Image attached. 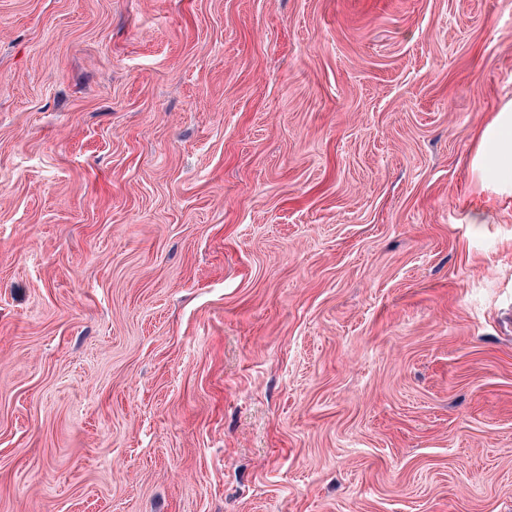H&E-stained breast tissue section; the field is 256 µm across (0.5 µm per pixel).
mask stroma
<instances>
[{
    "instance_id": "stroma-1",
    "label": "stroma",
    "mask_w": 512,
    "mask_h": 512,
    "mask_svg": "<svg viewBox=\"0 0 512 512\" xmlns=\"http://www.w3.org/2000/svg\"><path fill=\"white\" fill-rule=\"evenodd\" d=\"M512 0H0V512H512ZM512 105L495 113L480 131L477 168L490 182L512 188Z\"/></svg>"
}]
</instances>
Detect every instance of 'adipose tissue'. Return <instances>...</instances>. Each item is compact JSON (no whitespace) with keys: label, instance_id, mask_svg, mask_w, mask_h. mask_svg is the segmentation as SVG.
I'll return each mask as SVG.
<instances>
[{"label":"adipose tissue","instance_id":"1","mask_svg":"<svg viewBox=\"0 0 512 512\" xmlns=\"http://www.w3.org/2000/svg\"><path fill=\"white\" fill-rule=\"evenodd\" d=\"M484 178L504 189L512 188V105L495 113L479 134L476 157Z\"/></svg>","mask_w":512,"mask_h":512}]
</instances>
